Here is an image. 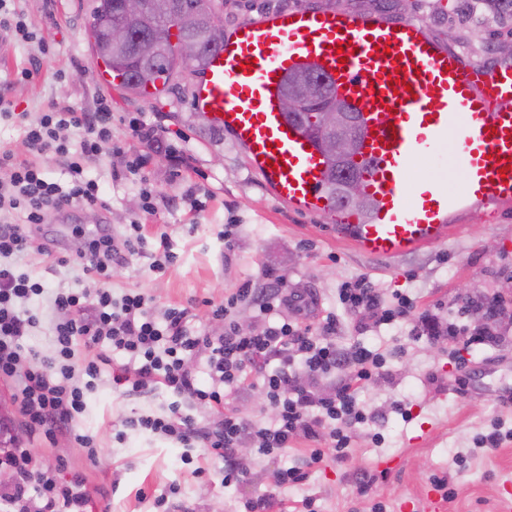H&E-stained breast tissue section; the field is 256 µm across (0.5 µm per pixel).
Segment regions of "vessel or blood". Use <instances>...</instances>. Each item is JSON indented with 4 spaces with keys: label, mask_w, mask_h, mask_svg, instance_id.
Masks as SVG:
<instances>
[{
    "label": "vessel or blood",
    "mask_w": 512,
    "mask_h": 512,
    "mask_svg": "<svg viewBox=\"0 0 512 512\" xmlns=\"http://www.w3.org/2000/svg\"><path fill=\"white\" fill-rule=\"evenodd\" d=\"M310 65L361 118L362 189L369 216L336 211L337 237L360 252L397 259L449 236L452 213L512 202V65L475 70L414 20L323 10H283L235 26L200 75L195 112L230 134L274 198L297 210L327 209L324 159L281 111L291 71ZM455 143L462 193L408 186L410 163Z\"/></svg>",
    "instance_id": "obj_1"
}]
</instances>
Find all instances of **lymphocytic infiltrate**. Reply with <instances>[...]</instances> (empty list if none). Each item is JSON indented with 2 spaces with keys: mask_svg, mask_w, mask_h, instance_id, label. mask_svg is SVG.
Wrapping results in <instances>:
<instances>
[{
  "mask_svg": "<svg viewBox=\"0 0 512 512\" xmlns=\"http://www.w3.org/2000/svg\"><path fill=\"white\" fill-rule=\"evenodd\" d=\"M70 129L78 131L77 141L66 138ZM25 141L31 154L61 158L70 175L68 186H61L41 166L17 160L11 150L0 147V170L9 174L8 183H0V211L11 214L0 222V379L13 383L14 401L31 437L61 432L80 447L94 448V437L79 431L76 422L86 408L87 393L106 373L113 387L126 393L163 389L173 397L168 413L127 416L117 439L130 431H145L185 448L204 445L223 459L225 484L243 482L249 474V462L237 454L245 441L264 457L300 439L310 442L304 468L275 471V489L305 481L308 468L322 462L326 451H333L337 461L349 460L352 434L374 418L360 404L358 390L381 374L385 356L357 342L338 348L332 315L315 328L274 321V314L289 301L283 278L274 268H264L259 279L244 282L213 307V317L224 323L219 334L192 325L188 308H170L158 321L148 316L143 294L129 292L117 298L103 286L92 296L50 293L60 314L52 329L54 352L45 357L29 347L26 339L37 318L28 304L46 291L14 260L30 253L33 234L48 214L69 204L101 205L100 185L86 176L85 165L122 153L123 146L112 136L111 112L79 113L60 103L50 104L26 125ZM146 243L140 224L125 225L119 236L104 224L85 251L72 258L58 257L57 262H79L86 275L105 283L113 266L142 253ZM339 299L348 312H374L384 325L407 317L414 307L403 293L384 302L365 276L345 282ZM241 302L252 305L262 319L254 332H241L233 318ZM114 351L122 352L125 362L112 361ZM321 380L329 389L319 394L313 386ZM254 386L260 387L274 414L270 424L254 423L227 407L232 395ZM188 405L207 408L213 422L199 426L185 413ZM0 460L15 473L12 484L0 486V505L14 512H85L88 499L80 480L64 483L55 470L35 467L31 449H5Z\"/></svg>",
  "mask_w": 512,
  "mask_h": 512,
  "instance_id": "obj_1",
  "label": "lymphocytic infiltrate"
}]
</instances>
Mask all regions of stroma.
<instances>
[{"label": "stroma", "instance_id": "obj_1", "mask_svg": "<svg viewBox=\"0 0 512 512\" xmlns=\"http://www.w3.org/2000/svg\"><path fill=\"white\" fill-rule=\"evenodd\" d=\"M327 0H224V26L232 28L251 18L280 10L325 9ZM93 0H12L11 7L31 22L36 42L20 45L0 41V94L14 101L12 118L0 119V145L18 158H29L24 141L28 119L53 101L84 112L107 102L112 132L125 152L113 159L89 162L98 180L105 207L50 215L38 232L52 256L31 253L19 262L22 270L48 288L95 293L99 284L81 267L57 265L59 255L75 253L97 225L114 229L138 222L148 244L145 253L128 257L115 267L109 286L114 297L145 294L154 315L171 307H192L195 326L213 327L210 304H221L245 280L274 267L297 302L282 307L288 322L317 325L326 315L338 323L336 344L359 341L389 351L382 376L361 389L359 399L376 417L355 431L350 460L326 455L309 471L306 482L277 491L273 512H299L305 497L317 512H373L384 502L398 512L405 502L422 506L433 491V477H447L455 491L445 512H497L499 493L512 485V441L490 453H472L475 438L494 419L512 421V204L488 203L451 216L457 232L446 240L398 259L360 253L336 237L330 210L300 211L281 205L246 155L230 136L210 127L192 109L196 75H173L172 90L153 98L132 95L116 84L100 81L90 67L95 53L88 35ZM337 10L359 15L383 14L419 19L429 35L456 53L470 67L487 68L512 62V52L498 44L512 39V19H479L469 0H337ZM30 70L21 79V70ZM154 127L161 146L148 147L132 135L130 123ZM453 147L442 159L418 156L407 175L409 184L423 177L463 187ZM152 196L154 211L144 208ZM235 224L239 235L232 250L224 248V227ZM168 235L175 255L163 271H155L160 235ZM369 277L384 297L407 293L418 310L456 317L463 300L500 296L506 313L495 336L475 341L416 340L411 322L401 321L358 334L354 320L338 299L342 283ZM171 397L162 392L129 396L103 376L86 400L77 422L80 431L97 441L96 454L56 436L37 446L42 465L57 468L61 480H83L91 512H160L154 498L169 484L180 492L175 512H246L245 503L273 491L277 468L303 464L305 441L275 459L252 460L247 480L224 485V462L209 449L184 450L149 433H131L116 440L121 421L135 413L166 411ZM405 404L401 417L396 404ZM191 455V464L181 461ZM395 455L399 468L382 472L378 459ZM369 490L357 494L361 476Z\"/></svg>", "mask_w": 512, "mask_h": 512}]
</instances>
